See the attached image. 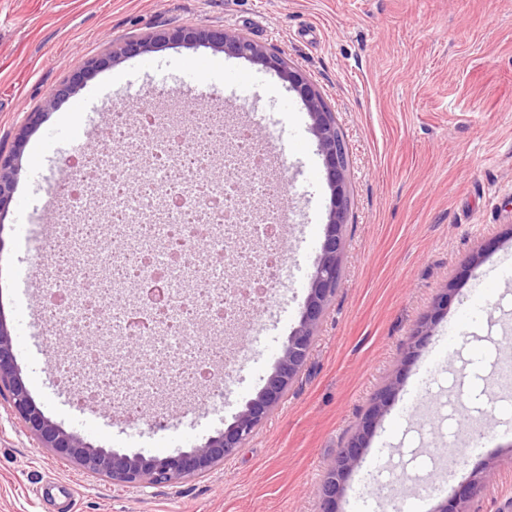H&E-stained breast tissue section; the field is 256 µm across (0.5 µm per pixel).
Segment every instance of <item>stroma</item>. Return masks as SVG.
Masks as SVG:
<instances>
[{
  "instance_id": "obj_1",
  "label": "stroma",
  "mask_w": 512,
  "mask_h": 512,
  "mask_svg": "<svg viewBox=\"0 0 512 512\" xmlns=\"http://www.w3.org/2000/svg\"><path fill=\"white\" fill-rule=\"evenodd\" d=\"M180 27L236 30L281 53L319 89L347 146L351 208L339 286L298 380L268 422L210 473L174 486L128 488L37 447L0 399V512H318L324 473L368 410L401 376L394 402L348 479L339 512L435 508L479 478L467 512H512V394L499 382L512 359V0H0V147L11 149L28 113L42 112L24 144L13 201L0 215V315L12 330L24 383L46 417L93 446L166 456L202 444L231 423L273 372L298 326L330 209L311 120L277 74L205 46L159 43L109 65L74 94L55 87L113 43ZM234 97L288 148L292 249L227 398L178 429L123 422L90 409L58 380L48 329L31 327L22 295L43 244L38 200L65 177L67 146L90 111L161 107L189 84ZM481 265L465 273L469 258ZM455 284L448 312L410 363L402 357L436 295ZM440 390L461 391L469 416H430ZM487 417L483 452L466 451ZM457 466L431 468L449 446ZM415 457L428 500L399 504L370 488L374 468Z\"/></svg>"
}]
</instances>
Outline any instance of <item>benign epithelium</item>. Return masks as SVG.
<instances>
[{
	"label": "benign epithelium",
	"mask_w": 512,
	"mask_h": 512,
	"mask_svg": "<svg viewBox=\"0 0 512 512\" xmlns=\"http://www.w3.org/2000/svg\"><path fill=\"white\" fill-rule=\"evenodd\" d=\"M160 42L193 45L205 43L228 55L245 58L263 68L276 72L288 87L301 98L312 121L311 131L317 139L323 156L326 179L331 191V206L323 240L316 262L315 273L308 286L307 297L298 326L288 336L287 344L274 371L255 397L249 399L234 421L223 431L211 436L201 445L164 457L128 456L107 448L95 447L83 441L50 420L31 398L21 371L16 363L11 330L0 316V394L8 396L13 414L40 448H48L69 459L77 467L101 475L124 487L147 488L176 485L182 481L203 476L224 463L271 417L283 402L290 385L307 364L313 350L320 322L339 285L346 251V224L351 205L348 189V161L341 148V134L332 112L316 86L300 71L292 68L280 55L266 45L246 35L228 29L180 28L159 35L144 36L112 45L106 56L93 59L74 72L70 78L51 93L48 102L73 94L84 80V75L104 64L144 55ZM41 113L31 112L14 137L13 148L0 150V214L8 210L19 175L20 149L37 128ZM445 289L433 305L432 312L417 327L408 343L404 359L411 361L417 349L432 336L433 326L448 308ZM400 382L390 379L373 396L371 406L359 422L355 433L342 448L335 462L326 472L319 488L320 512H338V502L352 471L359 466L368 441L379 420L394 400ZM479 487L472 479L463 485L454 497L441 502L433 512H464V503Z\"/></svg>",
	"instance_id": "7a95c632"
}]
</instances>
